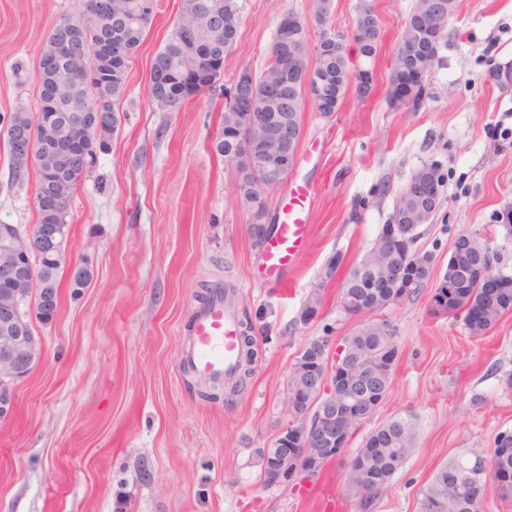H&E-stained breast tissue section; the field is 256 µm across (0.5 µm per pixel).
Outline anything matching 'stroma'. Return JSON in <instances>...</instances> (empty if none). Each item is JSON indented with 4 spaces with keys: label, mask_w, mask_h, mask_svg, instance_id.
Wrapping results in <instances>:
<instances>
[{
    "label": "stroma",
    "mask_w": 512,
    "mask_h": 512,
    "mask_svg": "<svg viewBox=\"0 0 512 512\" xmlns=\"http://www.w3.org/2000/svg\"><path fill=\"white\" fill-rule=\"evenodd\" d=\"M380 25L374 61L351 38L358 0H334L351 69L371 68L369 97L347 92L336 112L305 103L289 182L312 190L309 244L288 288L261 274L262 248L237 198V173L216 150L222 90L162 110L148 84L181 0H156L153 19L117 104L119 126L79 184L70 247L91 277L62 279L53 323H35L45 357L15 384L13 417L0 422V512H418L420 490L461 454L489 457L512 433V313L470 336L462 320L433 311L455 238L476 233L512 268V239L497 214L512 203V93L487 82L512 61V0H457L448 42L421 106L395 105L390 66L412 0H371ZM242 36L224 57L223 86L260 73L280 18H310L313 0H239ZM83 0H0V223L37 221L34 183L16 186L5 120L37 106L36 69L51 30ZM445 176L441 207L417 250L431 253L428 282L388 306L399 347L388 392L354 431L347 455L383 422L408 417L416 441L387 488L361 508L344 492L345 461L315 479L268 483L259 449L292 419V369L311 339L342 343L363 322L344 313L346 273L390 223L394 201L420 167ZM341 265L315 319L301 321L331 257ZM222 285L252 325L256 362L234 394L199 381L180 349L201 295Z\"/></svg>",
    "instance_id": "1"
}]
</instances>
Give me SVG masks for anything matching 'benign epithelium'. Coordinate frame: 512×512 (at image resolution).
<instances>
[{
	"instance_id": "7a95c632",
	"label": "benign epithelium",
	"mask_w": 512,
	"mask_h": 512,
	"mask_svg": "<svg viewBox=\"0 0 512 512\" xmlns=\"http://www.w3.org/2000/svg\"><path fill=\"white\" fill-rule=\"evenodd\" d=\"M84 12L110 17L118 22L121 16L112 11L108 0H84ZM333 15V0H317L311 19L291 15L284 19L279 39L278 53L288 52V43L297 35L311 36L317 29L316 52L336 46L344 50L343 39L329 29ZM184 40L180 42L182 55L199 56L196 52L197 37L194 29L183 24ZM55 48L71 63L82 54L83 47L76 42L72 29L63 28L56 36ZM255 76L244 70L235 78L226 101L232 114L228 124L235 139L232 164L237 171L238 187L250 182L264 191L278 190L285 172L294 168L302 130L293 124H276L267 119L264 109L275 104L284 110L292 109L300 100H310L315 107L328 112L336 111L338 102L325 79L311 66L298 69L288 65L284 83L290 95L279 99L254 98ZM44 132L49 136L46 154L39 157L32 151L31 128L12 125L9 139L17 162L21 167L36 165L42 169L44 182L36 200L35 209L39 223L23 229L17 224H0V420L10 418L15 411V384L27 376L43 359L44 350L34 336L33 323L52 322L59 303V289L46 279L52 269L70 271L73 287L81 288L87 282L88 269L72 260L68 245L70 226L59 223L57 206L67 180L61 175L59 162L66 169L86 170L90 154L97 146L91 141H77L74 129L65 115L45 112L41 116ZM90 120L100 129L109 128L113 122L112 99L96 98L91 108ZM418 184L409 183L403 193L417 197V188L431 191L426 202L419 204L407 219L416 224L429 221L427 209L442 201V192L432 187L427 166L418 169ZM388 253V272L372 278L378 290L367 302L359 305L360 314H368L381 305H390L396 293L407 297L416 288L418 270H425L432 263V256L414 249V242L405 225L393 223L382 239ZM481 255L470 236H459L453 246V266L457 273L454 287L466 284L474 275L489 291L499 292L512 288V280L502 278L493 271H486L466 258ZM297 389L307 395L306 410L298 420L289 425L276 439L275 446L267 449V469L287 481L309 479L320 472L324 464L343 456L352 435L351 426L377 409L386 395L384 376L370 364L355 361L350 347L330 346L329 341L315 338L301 348L295 366Z\"/></svg>"
}]
</instances>
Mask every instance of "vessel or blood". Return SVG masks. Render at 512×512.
<instances>
[{
    "label": "vessel or blood",
    "mask_w": 512,
    "mask_h": 512,
    "mask_svg": "<svg viewBox=\"0 0 512 512\" xmlns=\"http://www.w3.org/2000/svg\"><path fill=\"white\" fill-rule=\"evenodd\" d=\"M295 198V204L282 213L277 233L263 246L265 273L283 288L310 237L307 189H297ZM240 350L235 310L225 304L222 288L214 287L194 313L183 341L182 360L198 378L220 383L235 373Z\"/></svg>",
    "instance_id": "1"
}]
</instances>
